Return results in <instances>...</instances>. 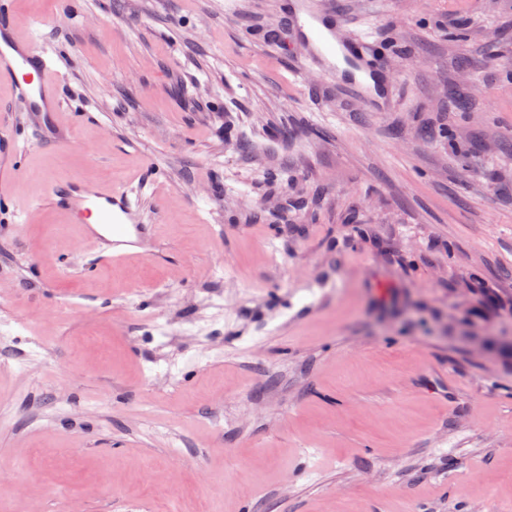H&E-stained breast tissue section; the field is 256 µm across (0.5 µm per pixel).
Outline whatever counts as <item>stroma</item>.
Returning a JSON list of instances; mask_svg holds the SVG:
<instances>
[{"label": "stroma", "instance_id": "1", "mask_svg": "<svg viewBox=\"0 0 512 512\" xmlns=\"http://www.w3.org/2000/svg\"><path fill=\"white\" fill-rule=\"evenodd\" d=\"M326 3L389 111L278 0H17L72 135L0 79V512H512V0ZM68 177L147 257L96 263ZM295 23V43L306 47L308 60L324 75L356 89L372 111L389 110L395 86L388 80L387 69L372 61L366 43L341 35L342 22L336 13L321 6L295 16ZM52 201L72 224H81L84 237L107 253L109 260L143 256L135 248L154 226L145 224L138 205L124 188L66 179L56 184ZM92 217L94 223L89 221Z\"/></svg>", "mask_w": 512, "mask_h": 512}]
</instances>
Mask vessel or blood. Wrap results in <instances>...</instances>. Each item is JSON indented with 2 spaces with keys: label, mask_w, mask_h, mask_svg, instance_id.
I'll use <instances>...</instances> for the list:
<instances>
[{
  "label": "vessel or blood",
  "mask_w": 512,
  "mask_h": 512,
  "mask_svg": "<svg viewBox=\"0 0 512 512\" xmlns=\"http://www.w3.org/2000/svg\"><path fill=\"white\" fill-rule=\"evenodd\" d=\"M14 8L15 0H0V77L9 83L26 121L45 134L54 128L60 110L54 62L45 49L18 34ZM293 31L296 43L306 47L308 60L324 75L356 89L372 111H388L394 86L386 68L372 61L366 43L342 36L336 13L324 6L307 11L296 18ZM52 200L113 261L134 257L140 239L152 230L121 187L66 179L56 184Z\"/></svg>",
  "instance_id": "b4317fda"
}]
</instances>
